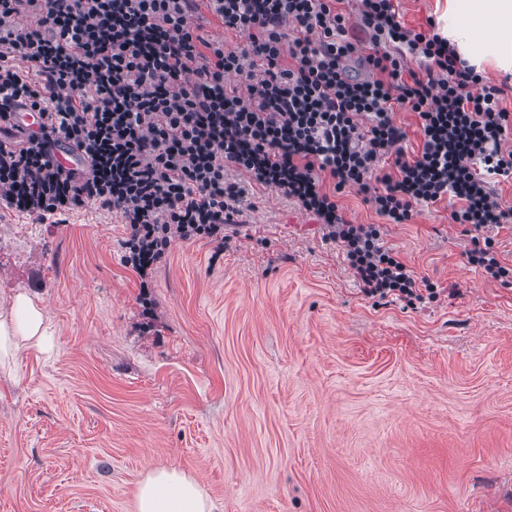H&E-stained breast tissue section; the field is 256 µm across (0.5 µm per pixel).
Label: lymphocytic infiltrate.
<instances>
[{
    "label": "lymphocytic infiltrate",
    "instance_id": "f902f5d3",
    "mask_svg": "<svg viewBox=\"0 0 512 512\" xmlns=\"http://www.w3.org/2000/svg\"><path fill=\"white\" fill-rule=\"evenodd\" d=\"M342 2L0 0V205L41 220L89 201L119 214L123 262L145 289L173 241L223 251L225 226L250 209L258 185L325 226L364 296L420 303L439 289L383 246L381 226L449 198L450 222L471 237L467 264L512 281L495 247L512 222L493 189L512 180L502 88L434 19L415 31L394 0H359L353 15ZM204 3L244 47L200 35ZM23 15L36 26H19ZM354 57L367 77L351 73ZM17 103L43 118L23 139L11 122ZM399 111L418 118L421 147L410 155ZM57 138L84 167L52 161ZM347 191L378 223L348 219Z\"/></svg>",
    "mask_w": 512,
    "mask_h": 512
}]
</instances>
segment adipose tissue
I'll use <instances>...</instances> for the list:
<instances>
[{
  "mask_svg": "<svg viewBox=\"0 0 512 512\" xmlns=\"http://www.w3.org/2000/svg\"><path fill=\"white\" fill-rule=\"evenodd\" d=\"M443 33L469 64L512 69V0H448ZM50 338L34 300L17 295L0 318V361L23 347L45 348ZM136 512H213L200 485L172 466L152 470L136 491Z\"/></svg>",
  "mask_w": 512,
  "mask_h": 512,
  "instance_id": "adipose-tissue-1",
  "label": "adipose tissue"
}]
</instances>
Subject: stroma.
Here are the masks:
<instances>
[{
    "label": "stroma",
    "instance_id": "1",
    "mask_svg": "<svg viewBox=\"0 0 512 512\" xmlns=\"http://www.w3.org/2000/svg\"><path fill=\"white\" fill-rule=\"evenodd\" d=\"M224 251L174 242L144 307L127 229L0 207V313L49 349L0 367V512H135L161 465L214 512H512V283L463 257L441 202L384 242L437 287L363 296L313 216L254 187ZM50 337L44 326V314L34 300L25 295H17L8 316L0 314V365L6 364L21 347L45 348Z\"/></svg>",
    "mask_w": 512,
    "mask_h": 512
}]
</instances>
